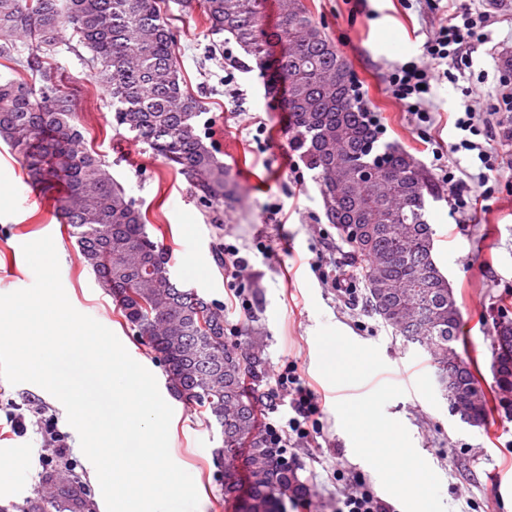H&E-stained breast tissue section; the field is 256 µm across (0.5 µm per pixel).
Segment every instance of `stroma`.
<instances>
[{"mask_svg":"<svg viewBox=\"0 0 512 512\" xmlns=\"http://www.w3.org/2000/svg\"><path fill=\"white\" fill-rule=\"evenodd\" d=\"M308 2L316 22L350 62L369 110L385 126L383 141L408 151L424 170L432 168L433 148H448L461 137L452 113L468 103L486 112L500 80L512 77L503 64L512 55V0H484L495 19V54L474 53L465 70L470 98L446 81L435 87L430 103L434 121L419 123L392 96L384 75L393 63L421 55L441 15L436 0ZM165 10L188 85L205 102L200 127L212 136L238 184V201L225 207L222 225L208 222L183 175L117 126L112 98L90 63L88 48L65 38L45 65L71 96L87 147L106 160L114 179L146 214L150 235L168 247L177 281L223 303L231 325L250 321L253 337L265 345L267 388H276L278 374L293 364L320 392L319 432L294 444L288 456L301 480L320 489L323 512H341L347 493L355 489L381 499L392 512H512V421L497 409L488 429L461 423L450 413L422 347L394 335L367 310L361 293H341L326 281L329 264L352 270L350 249L328 223L311 172L288 145L278 98L268 95L263 75L250 67L248 58L225 75L224 50L209 34L200 8L185 12L179 0H166ZM2 184L8 200L0 208V294L32 285L34 275L22 246L52 236L73 307L113 331L133 359L163 379L160 361L126 328L111 296L81 263L66 225L33 192L14 151L0 141ZM438 191L440 201L428 210L438 236L435 260L461 309L466 344L460 352L477 362L488 386L493 377L486 338L495 302L503 297L512 303V167L498 172L496 192L477 222L450 216L448 189L442 185ZM227 245L249 260L238 279V298L216 258L217 250ZM331 340L340 352L357 355V362L327 373L323 356ZM33 403L67 433L70 459L87 481L98 512H105L95 468L62 403L38 385H13L2 378L0 460L9 465L0 468V505L23 502L40 485L48 454L40 435L30 431L20 436L10 427L11 415L27 413ZM364 406L395 434L401 464L421 463L422 497L396 491L387 469L373 465L362 452L360 435L347 414ZM172 408L170 454L194 477L198 512H224L218 483L223 463L214 455L220 434L182 403L173 402Z\"/></svg>","mask_w":512,"mask_h":512,"instance_id":"35a3bbf8","label":"stroma"}]
</instances>
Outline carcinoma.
<instances>
[{"label":"carcinoma","mask_w":512,"mask_h":512,"mask_svg":"<svg viewBox=\"0 0 512 512\" xmlns=\"http://www.w3.org/2000/svg\"><path fill=\"white\" fill-rule=\"evenodd\" d=\"M211 35H228L268 78V90L285 89L288 145L313 172L319 187L336 180V167L362 162L382 176L367 186L351 182L323 196L326 216L350 248L365 286V303L393 332L417 343L437 377L456 378L460 404L489 423L498 400L512 408V343L499 375L483 388L471 359L459 358L461 311L448 280L434 263L435 231L428 224L430 177L407 151L380 141L367 106L355 93L348 60L315 21L307 0H281L276 28L265 23L266 0H200ZM72 28L108 83L114 118L190 182L214 224L235 198V183L201 134L204 101L187 87L175 39L161 0H0V58L15 70L40 74L0 80V140L17 154L39 195L69 226L81 262L112 297L125 324L161 361L165 386L207 428L220 427L224 458V512H286V502L310 507L319 491L302 481L287 454L271 445L262 408L275 394L259 387L268 371L261 345L229 333L224 304L182 287L171 272L169 249L147 232L146 215L115 182L109 165L83 145L71 99L42 54ZM28 44L19 59L18 42ZM352 219L372 233L358 239ZM512 337V308L501 305L489 346ZM0 512H97L88 484L73 463L55 459L39 490Z\"/></svg>","instance_id":"carcinoma-1"}]
</instances>
